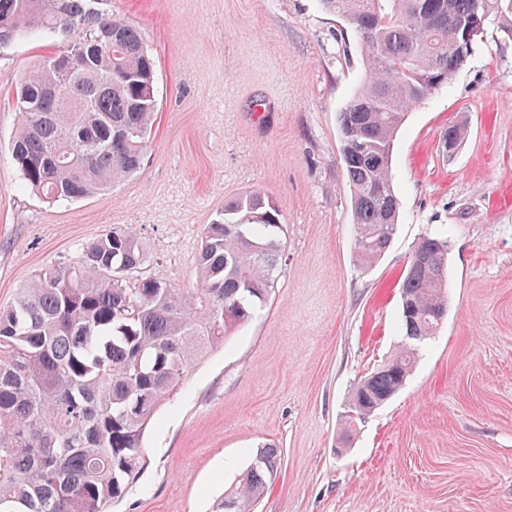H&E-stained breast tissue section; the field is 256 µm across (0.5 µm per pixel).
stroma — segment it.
I'll list each match as a JSON object with an SVG mask.
<instances>
[{
    "mask_svg": "<svg viewBox=\"0 0 512 512\" xmlns=\"http://www.w3.org/2000/svg\"><path fill=\"white\" fill-rule=\"evenodd\" d=\"M156 61L140 171L49 204L9 161L11 90L53 38L0 48V306L42 268L134 227L142 273L196 284L204 225L252 190L282 214L265 307L196 364L156 414L147 467L112 512H213L261 445L280 465L253 512H512V39L488 25L393 148L397 233L354 261L338 115L363 81L357 40L320 0H105ZM467 136L447 155L450 126ZM447 230L448 312L404 388L342 437L348 394L401 342L414 245Z\"/></svg>",
    "mask_w": 512,
    "mask_h": 512,
    "instance_id": "1",
    "label": "stroma"
}]
</instances>
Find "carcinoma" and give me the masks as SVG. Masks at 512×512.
Segmentation results:
<instances>
[{
    "label": "carcinoma",
    "mask_w": 512,
    "mask_h": 512,
    "mask_svg": "<svg viewBox=\"0 0 512 512\" xmlns=\"http://www.w3.org/2000/svg\"><path fill=\"white\" fill-rule=\"evenodd\" d=\"M352 28L365 83L339 113L351 191L355 255L371 263L390 247L398 202L396 135L408 112L463 66L454 34L477 48L494 23L512 38V0H321ZM95 0H0V45L47 35L58 51L16 85L19 123L10 159L25 187L48 202L78 201L141 168L158 99L155 63L139 29ZM65 56L70 69L52 62ZM281 213L260 191L224 203L203 228L194 288L141 277L147 248L114 228L74 257L36 273L0 307V512H110L147 465L144 435L190 369L266 302L281 255ZM443 233L415 246L403 273L398 352L363 376L347 423L365 418L405 384L417 348L448 311ZM264 446L217 512H250L278 469Z\"/></svg>",
    "instance_id": "obj_1"
}]
</instances>
